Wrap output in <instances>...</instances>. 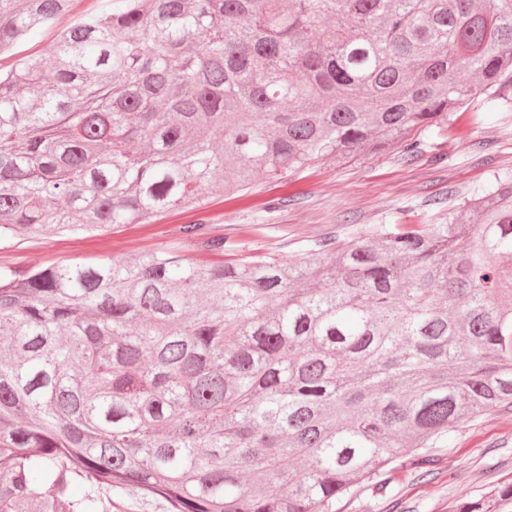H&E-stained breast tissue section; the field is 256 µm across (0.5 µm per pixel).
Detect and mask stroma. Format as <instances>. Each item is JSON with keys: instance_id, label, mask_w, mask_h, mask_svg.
<instances>
[{"instance_id": "1", "label": "stroma", "mask_w": 512, "mask_h": 512, "mask_svg": "<svg viewBox=\"0 0 512 512\" xmlns=\"http://www.w3.org/2000/svg\"><path fill=\"white\" fill-rule=\"evenodd\" d=\"M111 8L112 0H72L69 12L33 29L13 56L1 57L0 69L45 53L58 31ZM469 109L477 120L427 133L425 151L413 160L402 159L395 149L344 161L329 156L279 180L259 179L250 197L210 196L198 213L177 209L151 224H120L103 233L22 232L0 242V266L94 264L173 248L181 225L200 216L208 221L209 235L286 260L301 257L310 241L333 237L348 224L441 223L497 174L512 170V111L479 101ZM385 479V493L364 484L338 502L336 512H458L467 500L495 496L512 484V413L463 422L448 447L434 449L428 466L399 463Z\"/></svg>"}]
</instances>
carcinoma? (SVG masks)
<instances>
[{"label":"carcinoma","instance_id":"cac0c4a2","mask_svg":"<svg viewBox=\"0 0 512 512\" xmlns=\"http://www.w3.org/2000/svg\"><path fill=\"white\" fill-rule=\"evenodd\" d=\"M71 2L0 0V56ZM511 90L512 0H112L0 72V241L151 224L330 154L413 159ZM205 224L181 237L224 252ZM510 408L512 172L441 224L288 262L0 267V512H335Z\"/></svg>","mask_w":512,"mask_h":512}]
</instances>
